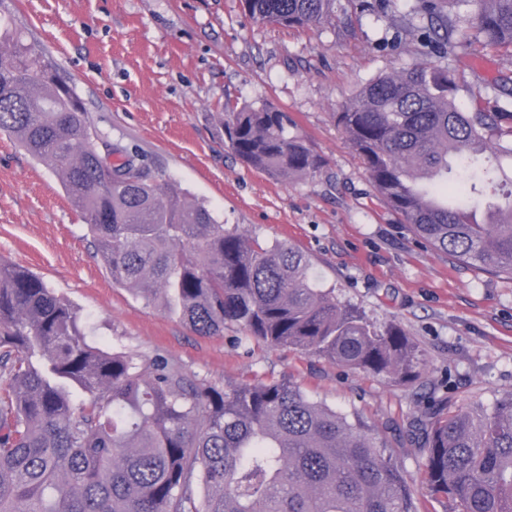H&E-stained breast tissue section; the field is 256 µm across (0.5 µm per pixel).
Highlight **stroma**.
Here are the masks:
<instances>
[{"label":"stroma","mask_w":512,"mask_h":512,"mask_svg":"<svg viewBox=\"0 0 512 512\" xmlns=\"http://www.w3.org/2000/svg\"><path fill=\"white\" fill-rule=\"evenodd\" d=\"M416 9L417 0H393L388 14L336 0L330 23L286 30L255 22L240 0H0L74 88L99 136L136 147L151 171L227 226L301 250L323 287L375 327L400 325L419 351V380L258 344L230 323L200 336L113 286L58 177L5 134L0 260L42 276L111 351L158 355L225 388L288 377L379 433L414 481L418 512H457V502L428 491L424 452L406 428L435 400L480 410L512 393V279L420 242L376 197L336 114L379 74L442 62L464 76L462 111H499L505 100L490 86L512 77V50L472 43L443 60L424 53L416 37L395 34V18ZM264 103L291 115L324 157L320 173L286 184L234 156L220 123L225 105Z\"/></svg>","instance_id":"35a3bbf8"}]
</instances>
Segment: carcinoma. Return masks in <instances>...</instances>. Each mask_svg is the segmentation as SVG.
<instances>
[{
	"label": "carcinoma",
	"instance_id": "carcinoma-1",
	"mask_svg": "<svg viewBox=\"0 0 512 512\" xmlns=\"http://www.w3.org/2000/svg\"><path fill=\"white\" fill-rule=\"evenodd\" d=\"M447 0H421L423 48H458ZM472 38L512 49V0H452ZM256 22L316 28L336 0H244ZM445 66L381 75L336 113L378 196L415 236L512 279V112L460 111ZM248 167L283 182L325 161L271 106L224 107ZM57 173L112 284L201 336L246 337L345 368L419 377L403 328L371 324L321 287L308 258L262 247L187 200L135 148L92 131L53 63L0 16V134ZM89 396L77 401V395ZM424 480L459 512H512V393L480 411L433 404L409 425ZM0 512H417L410 481L357 419L288 379L220 389L169 364L109 351L41 276L0 262Z\"/></svg>",
	"mask_w": 512,
	"mask_h": 512
}]
</instances>
